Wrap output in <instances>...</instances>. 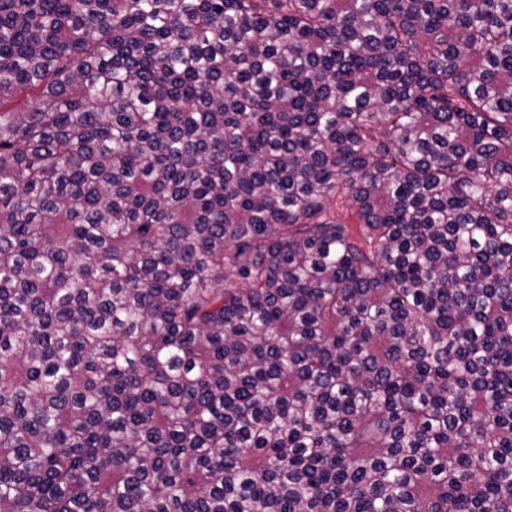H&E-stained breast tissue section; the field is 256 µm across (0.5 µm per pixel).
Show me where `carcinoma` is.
Here are the masks:
<instances>
[{"mask_svg":"<svg viewBox=\"0 0 512 512\" xmlns=\"http://www.w3.org/2000/svg\"><path fill=\"white\" fill-rule=\"evenodd\" d=\"M0 512H512V0H0Z\"/></svg>","mask_w":512,"mask_h":512,"instance_id":"carcinoma-1","label":"carcinoma"}]
</instances>
